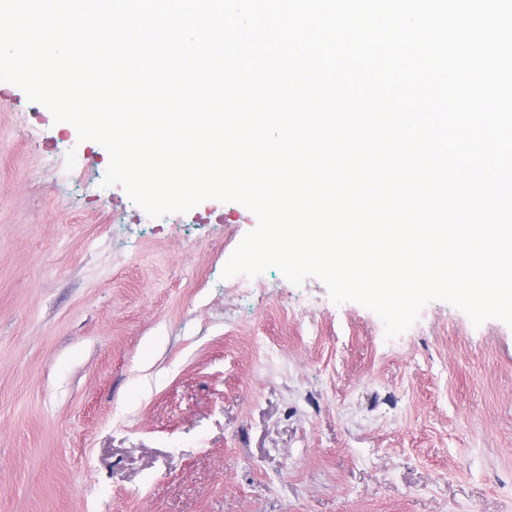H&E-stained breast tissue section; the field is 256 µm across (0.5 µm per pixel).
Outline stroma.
Segmentation results:
<instances>
[{
  "label": "stroma",
  "mask_w": 512,
  "mask_h": 512,
  "mask_svg": "<svg viewBox=\"0 0 512 512\" xmlns=\"http://www.w3.org/2000/svg\"><path fill=\"white\" fill-rule=\"evenodd\" d=\"M108 165L0 83V512H512V327L223 279L248 209L153 219ZM85 160L76 149H70L68 156L56 166L55 175L63 183H70L78 180L84 175Z\"/></svg>",
  "instance_id": "1"
}]
</instances>
